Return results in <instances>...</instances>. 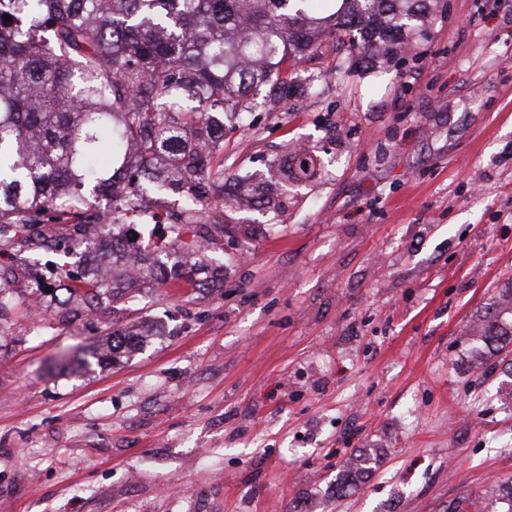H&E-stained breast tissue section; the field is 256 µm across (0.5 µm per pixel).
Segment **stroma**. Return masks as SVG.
Listing matches in <instances>:
<instances>
[{"label":"stroma","mask_w":512,"mask_h":512,"mask_svg":"<svg viewBox=\"0 0 512 512\" xmlns=\"http://www.w3.org/2000/svg\"><path fill=\"white\" fill-rule=\"evenodd\" d=\"M227 134V173L317 175L210 288L0 324V512H446L512 481V351L468 333L512 280V0H433L413 51L326 43ZM343 63L336 77L328 67ZM149 335L121 362L106 324ZM377 455L344 496L345 462Z\"/></svg>","instance_id":"35a3bbf8"}]
</instances>
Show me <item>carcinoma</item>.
Returning a JSON list of instances; mask_svg holds the SVG:
<instances>
[{
  "instance_id": "carcinoma-1",
  "label": "carcinoma",
  "mask_w": 512,
  "mask_h": 512,
  "mask_svg": "<svg viewBox=\"0 0 512 512\" xmlns=\"http://www.w3.org/2000/svg\"><path fill=\"white\" fill-rule=\"evenodd\" d=\"M310 2L0 0V245L15 258L0 264V295L51 287L93 312L141 283L202 288L224 272L210 246L249 230L224 211L283 210L271 180L224 194V135L251 129L261 91L277 110L299 64L322 57L318 34L397 55L429 0H342L325 17L306 14ZM315 167L299 150L283 174L298 182ZM132 224L167 225L169 246L130 257ZM110 336L116 363L140 333ZM474 336L478 357L512 344V285ZM367 461L346 468L338 494Z\"/></svg>"
}]
</instances>
